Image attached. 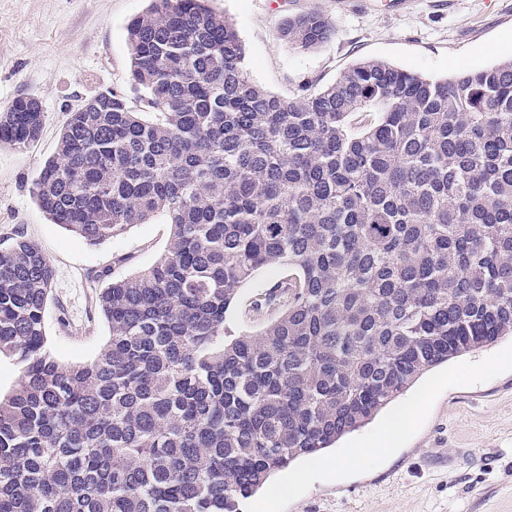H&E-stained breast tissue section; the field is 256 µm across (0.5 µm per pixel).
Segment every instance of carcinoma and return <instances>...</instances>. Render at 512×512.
<instances>
[{"label":"carcinoma","instance_id":"obj_1","mask_svg":"<svg viewBox=\"0 0 512 512\" xmlns=\"http://www.w3.org/2000/svg\"><path fill=\"white\" fill-rule=\"evenodd\" d=\"M130 86L69 111L30 194L97 247L162 215L167 252L98 292L109 336L64 364L55 270L0 247V512H240L270 476L362 427L430 368L512 336V58L444 80L359 62L316 95L255 84L209 0H150L127 26ZM318 13L282 37L328 38ZM44 110L18 97L0 143ZM265 267L288 276L236 335ZM283 275L280 268H264L240 289L236 305L226 313V323L233 329L245 333H256L260 330L264 320H256L253 314L249 313L252 301L259 294L265 293Z\"/></svg>","mask_w":512,"mask_h":512}]
</instances>
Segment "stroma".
Instances as JSON below:
<instances>
[{
    "label": "stroma",
    "instance_id": "obj_1",
    "mask_svg": "<svg viewBox=\"0 0 512 512\" xmlns=\"http://www.w3.org/2000/svg\"><path fill=\"white\" fill-rule=\"evenodd\" d=\"M245 45L252 81L293 97L332 84L364 60L442 80L512 56V0H211ZM148 0H0V110L16 98L39 100L45 124L24 149L0 144V243L16 232L37 242L55 269L45 326L58 360L81 364L98 354L109 329L97 310V276L118 278L163 256L172 228L163 219L134 225L98 247L50 223L29 188L56 152L69 110L91 95L127 87L126 25ZM308 12L330 23L329 38L300 52L280 35L286 19ZM282 269L264 268L240 289L226 314L233 329L262 323L252 301ZM417 410L405 437L387 454L366 451L374 426L278 472L302 475L278 498L256 493L242 512H512V337L426 372L383 409L387 419L408 403Z\"/></svg>",
    "mask_w": 512,
    "mask_h": 512
}]
</instances>
